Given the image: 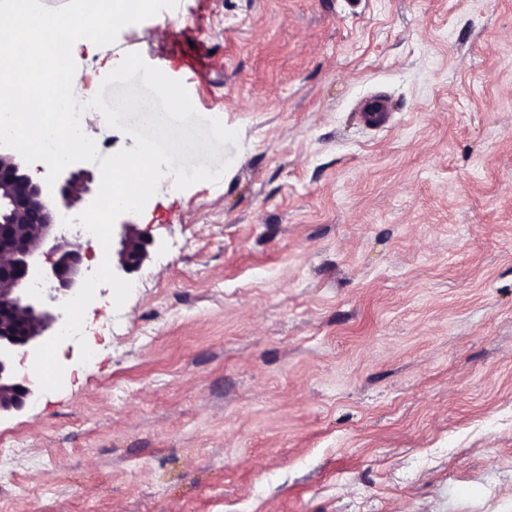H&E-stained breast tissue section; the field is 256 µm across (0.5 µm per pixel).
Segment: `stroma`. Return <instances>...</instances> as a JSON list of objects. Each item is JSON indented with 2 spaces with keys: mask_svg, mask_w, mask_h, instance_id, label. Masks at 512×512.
Instances as JSON below:
<instances>
[{
  "mask_svg": "<svg viewBox=\"0 0 512 512\" xmlns=\"http://www.w3.org/2000/svg\"><path fill=\"white\" fill-rule=\"evenodd\" d=\"M130 53L238 141L0 415V512H512V0H179L85 89ZM360 112L368 124L383 125L389 119L390 109L384 97L371 96L361 102Z\"/></svg>",
  "mask_w": 512,
  "mask_h": 512,
  "instance_id": "obj_1",
  "label": "stroma"
}]
</instances>
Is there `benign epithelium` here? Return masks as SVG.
<instances>
[{
  "label": "benign epithelium",
  "mask_w": 512,
  "mask_h": 512,
  "mask_svg": "<svg viewBox=\"0 0 512 512\" xmlns=\"http://www.w3.org/2000/svg\"><path fill=\"white\" fill-rule=\"evenodd\" d=\"M95 197L75 173L50 195L23 172L14 151L0 147V414L22 407L33 394L19 381L13 360L56 321L46 310L42 285L71 291L82 274L81 252L68 248L62 215ZM117 229L115 269L130 272L144 260L149 240L136 224ZM43 255L49 264L41 262Z\"/></svg>",
  "instance_id": "obj_1"
}]
</instances>
